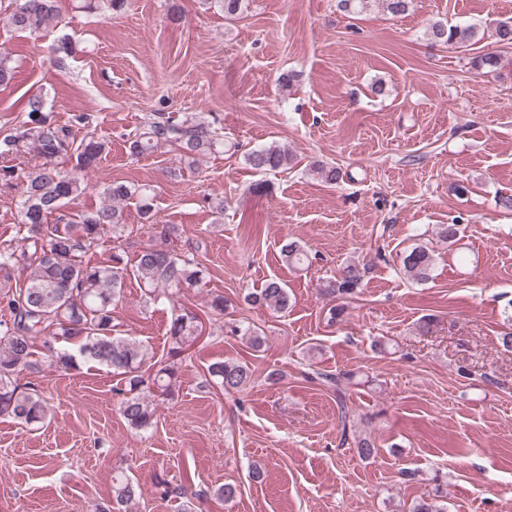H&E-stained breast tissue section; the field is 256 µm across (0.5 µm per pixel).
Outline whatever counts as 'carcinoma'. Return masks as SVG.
Returning a JSON list of instances; mask_svg holds the SVG:
<instances>
[{"instance_id": "obj_1", "label": "carcinoma", "mask_w": 512, "mask_h": 512, "mask_svg": "<svg viewBox=\"0 0 512 512\" xmlns=\"http://www.w3.org/2000/svg\"><path fill=\"white\" fill-rule=\"evenodd\" d=\"M393 15L404 13L408 0H340L349 13H362L375 2ZM58 0H11V9L3 17L9 27L39 32L58 22ZM477 25H448L441 20L428 24L431 40L455 47L468 43L478 35ZM15 66L9 56L0 54V86L15 79ZM26 119L0 138V156L31 154L37 163L24 172L11 166L0 169V179L20 183L21 245L0 244V271L19 267L27 271V282L8 287L0 302L10 312V319L0 320V415H7L25 425L41 423L48 414L47 401L37 393L26 392L17 383L24 371L38 372L42 363L36 358L37 348L44 350L48 366L57 371L75 370L82 364L104 367L118 378L122 396L120 413L136 430L152 426V399L168 400L173 395L179 376L180 355L200 336L199 316L183 309L173 315L168 336L172 347L170 361L150 375L143 367L148 349L134 336H124L116 329L112 305L119 299L126 276L131 275L150 288V295L171 299L184 288L200 281V270L194 256L180 255L168 246L180 235L174 224H164L159 231L160 243L143 248L133 261L124 252L112 251L110 264L93 266L86 254L99 246L107 234L117 236L125 228L123 205L136 199L142 224L155 226L153 198L141 187L114 182L103 188V201L77 213L65 207L86 194L84 173L95 167L109 153V142L87 133L77 139L70 125H60L45 112L44 95H32L25 107ZM175 148L180 161L194 166L199 157L224 150V134L216 123L195 114L172 115L158 112L129 141L133 156L152 154ZM69 156L70 170L58 166V158ZM246 161L256 171L286 169L294 161L286 145H271L247 154ZM311 171L322 181L334 184L341 171L317 163ZM284 261L302 266L308 253L297 242L281 248ZM435 258L427 247L416 246L402 261L407 277L425 282L430 279ZM363 267L346 265L339 275L327 282L322 293L332 298H346L361 287ZM244 301L251 306L281 313L290 307L285 284L269 279L263 288L247 294ZM207 372L224 391L238 392L253 380L246 364L217 361ZM112 493L119 505L135 497L132 479L123 474L112 478Z\"/></svg>"}]
</instances>
